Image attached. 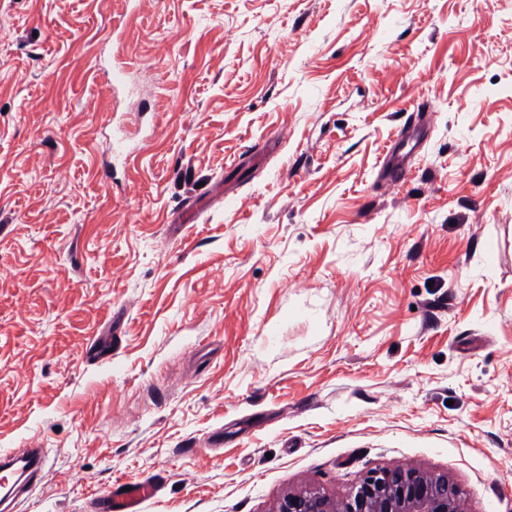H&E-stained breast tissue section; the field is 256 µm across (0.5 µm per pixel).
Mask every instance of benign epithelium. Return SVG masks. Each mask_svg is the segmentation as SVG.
<instances>
[{
	"mask_svg": "<svg viewBox=\"0 0 512 512\" xmlns=\"http://www.w3.org/2000/svg\"><path fill=\"white\" fill-rule=\"evenodd\" d=\"M272 512H467L458 485L444 473L416 467L382 468L343 499L317 490L292 492Z\"/></svg>",
	"mask_w": 512,
	"mask_h": 512,
	"instance_id": "benign-epithelium-1",
	"label": "benign epithelium"
}]
</instances>
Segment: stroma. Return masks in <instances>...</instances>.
<instances>
[{
  "label": "stroma",
  "instance_id": "35a3bbf8",
  "mask_svg": "<svg viewBox=\"0 0 512 512\" xmlns=\"http://www.w3.org/2000/svg\"><path fill=\"white\" fill-rule=\"evenodd\" d=\"M15 448L16 512L146 479L142 512H272L396 465L512 512V0H0ZM404 128L407 131L412 132L409 136L402 140L400 150H403L408 145L410 148L405 153H398L394 158H391L388 161V164L398 169L402 174L404 173L407 159L419 147L420 140H422L424 136L423 127L421 124L411 123L408 126H404ZM7 460V461H6ZM21 461L24 465L22 468L21 476L27 473H35L41 471L45 465V455L41 448H29L22 454L10 452L9 454H1L0 458V488H4L13 476L12 468L14 463Z\"/></svg>",
  "mask_w": 512,
  "mask_h": 512
}]
</instances>
